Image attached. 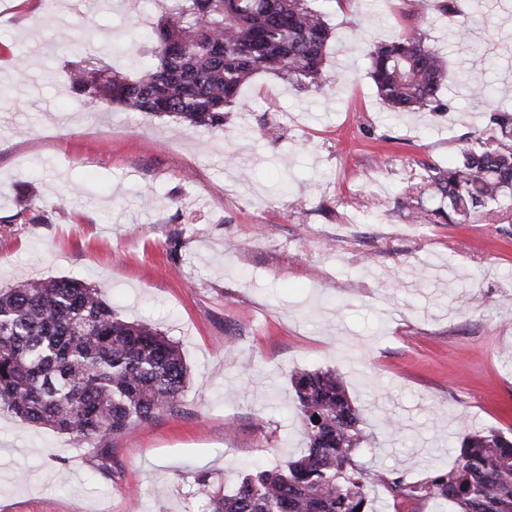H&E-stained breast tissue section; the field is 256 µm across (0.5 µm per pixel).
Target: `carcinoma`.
I'll return each mask as SVG.
<instances>
[{
    "label": "carcinoma",
    "instance_id": "1",
    "mask_svg": "<svg viewBox=\"0 0 512 512\" xmlns=\"http://www.w3.org/2000/svg\"><path fill=\"white\" fill-rule=\"evenodd\" d=\"M313 0H163L147 33L150 59L109 42L122 66L76 67L72 92L83 104L196 126H224V108L266 73L318 90L332 28ZM461 16L458 0H414ZM369 75L394 111L443 109L448 62L415 27L370 44ZM405 206L434 224L499 218L512 192V110H489L487 129L456 163L425 165ZM181 346L149 325L116 316L98 289L68 278H21L0 288V411L46 426L77 444L105 446L136 423L178 409L188 383ZM293 407L307 448L281 469L260 465L232 492L209 498L205 512H368L354 455L368 435L335 369L291 378ZM319 421H313V418ZM393 500L423 498L454 512H512V441L500 430L462 437L457 463L424 484L396 473ZM362 510H357V507Z\"/></svg>",
    "mask_w": 512,
    "mask_h": 512
}]
</instances>
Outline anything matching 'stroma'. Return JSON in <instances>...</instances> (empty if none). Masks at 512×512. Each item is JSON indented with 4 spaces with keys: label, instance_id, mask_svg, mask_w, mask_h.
I'll use <instances>...</instances> for the list:
<instances>
[{
    "label": "stroma",
    "instance_id": "35a3bbf8",
    "mask_svg": "<svg viewBox=\"0 0 512 512\" xmlns=\"http://www.w3.org/2000/svg\"><path fill=\"white\" fill-rule=\"evenodd\" d=\"M317 6L337 86L262 75L206 128L92 112L69 89L72 68L108 63L101 43L157 22L153 0H0V284L90 281L180 342L190 371L177 411L104 449L0 412V512H199L241 464L303 453V370L338 369L361 411L372 512H395L392 472L425 481L466 433L512 429V201L492 224H415L401 207L414 168L485 129L482 91L512 106V0H465L460 37L412 0ZM415 26L448 60L441 112L391 111L369 76L366 44ZM21 190L39 223L18 216Z\"/></svg>",
    "mask_w": 512,
    "mask_h": 512
}]
</instances>
